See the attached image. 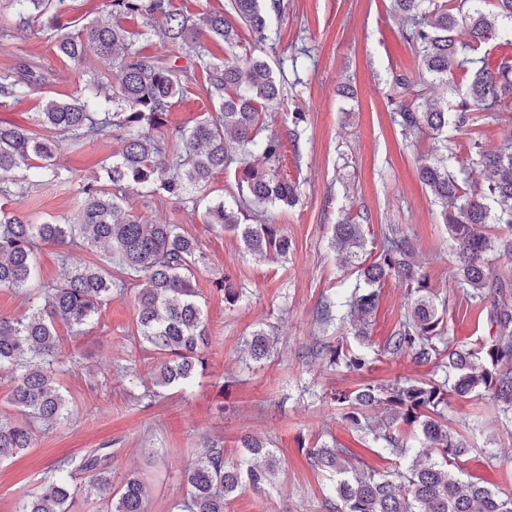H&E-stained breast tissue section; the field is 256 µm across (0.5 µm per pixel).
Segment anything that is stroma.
<instances>
[{"label": "stroma", "instance_id": "stroma-1", "mask_svg": "<svg viewBox=\"0 0 512 512\" xmlns=\"http://www.w3.org/2000/svg\"><path fill=\"white\" fill-rule=\"evenodd\" d=\"M270 25L265 41L240 28V44L203 38L202 55L181 53L187 93L168 114L164 134L193 125L219 106L203 88L210 64H246L266 57L283 86L280 101L262 114L260 138L282 142L281 177L295 183L299 201L292 207L249 211V224L280 225L292 242L287 257L274 261L245 252L233 233L209 224L188 198H146L129 191L125 208L149 224H176L198 243L204 260L196 287L207 319L210 345L206 368L186 389L165 391L153 404L141 401L158 363L137 335L134 290L113 296L83 331L57 325L58 351L65 362L59 381L69 402L68 421L39 432L33 448L0 463V512H16L20 500L35 492L61 462L107 449L113 484L133 471L152 478L149 512H175L185 487L181 473L202 452L203 439L224 446L226 459H238L240 439L252 434L276 448L279 464L271 485L245 488L224 512H327L329 474L314 470L306 451L340 443L366 466L389 471L394 460L361 439L330 404L331 389H354L394 379L423 380L433 369L410 357L382 359L369 369L346 372L308 358L316 340H333L339 324L317 319L320 304L350 294L357 284L334 245V226L344 218L361 224L366 252H378L382 232L399 225L412 243L414 261L432 288L448 301V327L456 345H471L488 334L484 305L469 302L453 275L455 258L441 206L418 176L421 164L447 159L452 168L467 164L476 151L504 146L508 128L477 123L448 130L440 149L429 133L406 134L395 121L404 94L395 75H418V57L402 37L404 18L393 0H261ZM51 29L23 34L5 0H0V74L27 63L46 77L47 95L65 99L92 75L109 76L108 61L95 57L83 72L55 52ZM306 121L294 127L291 115ZM116 148L104 136L74 146L62 142L61 179L33 186L14 198L10 210L39 222L74 217L83 188L101 175ZM228 277L245 288L237 305L225 304L215 283ZM405 289L387 280L380 292L372 340L381 344L397 329L407 310ZM274 336L270 359L253 361L244 341L254 331ZM451 428L475 456L469 473L489 482L500 497L512 498V410L488 399L452 398Z\"/></svg>", "mask_w": 512, "mask_h": 512}]
</instances>
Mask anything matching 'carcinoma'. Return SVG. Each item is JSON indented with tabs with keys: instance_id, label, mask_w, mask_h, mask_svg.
Instances as JSON below:
<instances>
[{
	"instance_id": "obj_1",
	"label": "carcinoma",
	"mask_w": 512,
	"mask_h": 512,
	"mask_svg": "<svg viewBox=\"0 0 512 512\" xmlns=\"http://www.w3.org/2000/svg\"><path fill=\"white\" fill-rule=\"evenodd\" d=\"M19 17V30L32 33L40 25L57 32L56 50L67 61L86 69L89 53L113 63L111 79L96 77L66 100L41 97L34 118L59 135L80 143L113 136L120 149L107 159L108 187L87 184L81 210L63 223L36 224L0 204V289L25 293L30 306L19 317H0V373L12 382L11 404L22 419L0 421V462L33 447L36 429L47 431L68 418V405L57 376L56 325L79 332L112 294L132 284L137 288V333L140 342L159 355L151 386L143 398L185 386L206 366L208 346L205 313L195 288L194 272L202 260L198 243L176 224H147L122 207L131 189L180 197L191 186L201 192L193 202L204 204L208 223L235 233L245 250L265 257L285 258L291 242L276 224H244L243 209L255 206L291 207L298 201L294 183L279 177L282 142L266 138L262 165L251 157L262 111L276 101L282 86L262 57L242 68L234 62L215 65L206 91L221 100L219 112L180 128L170 138L151 131L166 125L171 108L182 99L185 71L169 58L146 54L139 39L157 37L162 45L196 51L202 35L232 48L237 28L226 18L234 15L259 41L266 39L268 15L260 0H228L222 10L196 18L172 9L170 0H107L109 20L82 28L66 20V0H9ZM409 24L403 38L417 52L420 77L451 87L457 100L443 96L423 106H398L399 125L409 133L427 131L438 139L448 125L462 129L479 120L502 121V100L512 97V57L501 56L495 66L472 57L477 46L496 35L512 36V0H496V14L484 11L486 0H394ZM133 19L132 32L124 21ZM468 76L463 86L456 71ZM42 76L31 69L0 75V96L21 100L40 93ZM59 144L36 139L17 125H0V196L28 195L35 182L60 178ZM235 166L240 202L230 207L210 202L207 190L214 173ZM481 166L493 178L486 185L469 181L471 166ZM18 170L25 175H15ZM421 181L440 201L456 259L455 278L470 299L487 301V322L495 335L468 348L451 346L448 301L439 298L428 275L411 261L412 246L400 229L383 232L381 252L372 260L360 256L365 239L362 225L345 219L335 225L336 242L349 250L345 260L357 268L352 293L318 309L323 321L350 326L355 343L343 339L317 341L308 349L333 368L360 372L382 357L410 356L419 364L433 363L443 376L391 384L332 390L330 399L343 409V419L362 437L399 459V466L380 473L353 462L352 451L338 443L308 451L311 466L334 477L326 498L330 512H512V498L502 499L484 480L465 471L470 454L459 435L448 429V406L453 396L486 397L512 408V284L492 276L489 255L512 256V143L494 152H478L470 165L455 171L440 161L419 169ZM496 224L507 233L491 237L482 227ZM41 242L65 247L101 248L107 264L115 263L131 281L112 278V270L90 268L63 256L68 272L59 285L40 282L36 258ZM393 279L405 286L409 308L398 329L378 347L371 342V319L379 289ZM230 306L244 291L226 278L216 283ZM250 356L270 355L271 339L263 331L247 340ZM416 427L421 446L409 448L399 424ZM242 459L224 458L223 445L210 442L206 451L183 471L186 495L180 512H224L226 501L249 486L272 484L277 455L268 443L253 436L240 439ZM63 467L90 473L83 488L89 498L112 491L108 512H149L150 490L139 473L128 474L112 488L108 456L95 452ZM76 492L62 476L46 479L23 500L17 512H74Z\"/></svg>"
}]
</instances>
